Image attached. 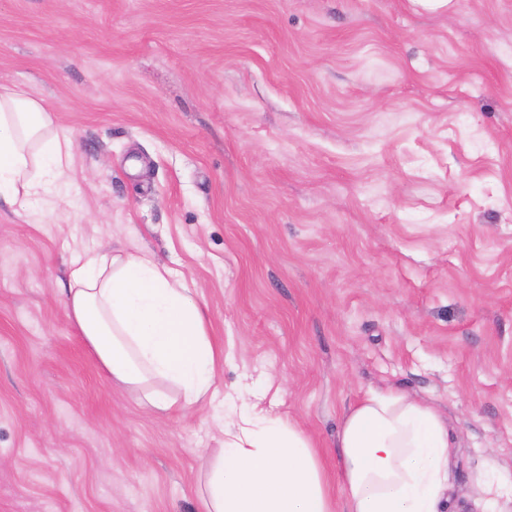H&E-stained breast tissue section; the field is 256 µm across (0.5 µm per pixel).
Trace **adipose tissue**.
I'll return each mask as SVG.
<instances>
[{
  "label": "adipose tissue",
  "instance_id": "1",
  "mask_svg": "<svg viewBox=\"0 0 512 512\" xmlns=\"http://www.w3.org/2000/svg\"><path fill=\"white\" fill-rule=\"evenodd\" d=\"M73 140L40 100L0 83V198L39 211L66 176ZM68 317L112 380L144 404L186 409L214 398L224 352L183 276L145 252L98 250L72 261ZM329 479L297 423L241 405L200 492L202 512H438L455 440L446 419L405 391H366L337 434Z\"/></svg>",
  "mask_w": 512,
  "mask_h": 512
}]
</instances>
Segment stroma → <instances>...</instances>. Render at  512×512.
<instances>
[{"label": "stroma", "instance_id": "1", "mask_svg": "<svg viewBox=\"0 0 512 512\" xmlns=\"http://www.w3.org/2000/svg\"><path fill=\"white\" fill-rule=\"evenodd\" d=\"M0 82L73 140L40 212L0 202V512H201L226 394L328 469L370 389L435 405L441 512L512 472V0H0ZM181 273L224 347L161 414L66 311L91 250Z\"/></svg>", "mask_w": 512, "mask_h": 512}]
</instances>
